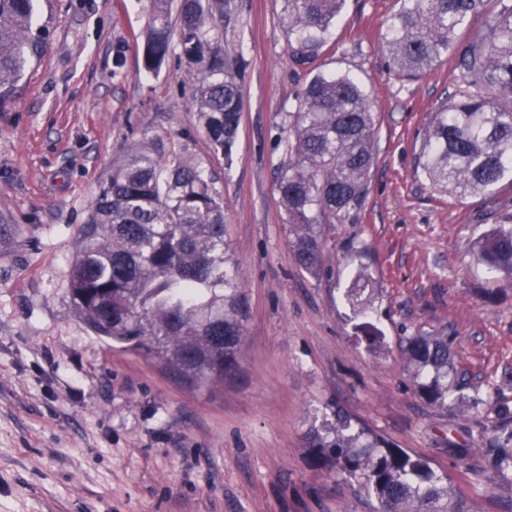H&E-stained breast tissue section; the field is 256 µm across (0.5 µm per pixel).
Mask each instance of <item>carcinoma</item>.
<instances>
[{
  "label": "carcinoma",
  "instance_id": "1",
  "mask_svg": "<svg viewBox=\"0 0 512 512\" xmlns=\"http://www.w3.org/2000/svg\"><path fill=\"white\" fill-rule=\"evenodd\" d=\"M346 0H283V28L296 70L312 77L282 123L277 191L299 266L320 270L321 226L360 209L375 164L377 120L361 84L319 72ZM400 0L382 48L402 75L443 56L459 58L460 80L423 129L414 174L457 198L512 185V0ZM474 36L460 41L471 19ZM239 21L237 0H150L141 33L143 68L157 74L175 52L187 66L193 102L214 153L232 161L251 60L224 48ZM50 22L37 0H0V104L15 96L43 56ZM68 276L72 306L105 343L153 355L200 388L238 367L246 294L224 224V198L211 173L184 152L136 147L99 187L79 228ZM479 262L512 275V214L478 238ZM402 354L417 393L448 407V345L409 336ZM335 421L307 432L311 465L358 483L374 512H471L452 476L370 429Z\"/></svg>",
  "mask_w": 512,
  "mask_h": 512
}]
</instances>
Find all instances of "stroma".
<instances>
[{"label":"stroma","instance_id":"35a3bbf8","mask_svg":"<svg viewBox=\"0 0 512 512\" xmlns=\"http://www.w3.org/2000/svg\"><path fill=\"white\" fill-rule=\"evenodd\" d=\"M147 5L41 0L45 54L0 107V512H373L356 485L308 463L305 433L338 411L453 475L477 512H512V479L494 466L512 431V276L470 252L512 213V186L461 200L413 175L457 58L389 71L381 34L398 0H346L321 68L360 81L378 153L362 207L324 226L323 268L309 274L276 192L281 123L307 79L289 64L281 0H240L224 35L252 61L229 163L210 147L184 63L144 73ZM156 142L211 171L245 289L240 368L212 390L107 346L68 294L101 183ZM361 271L370 284L354 305ZM417 334L448 342L447 409L414 390L400 343Z\"/></svg>","mask_w":512,"mask_h":512}]
</instances>
